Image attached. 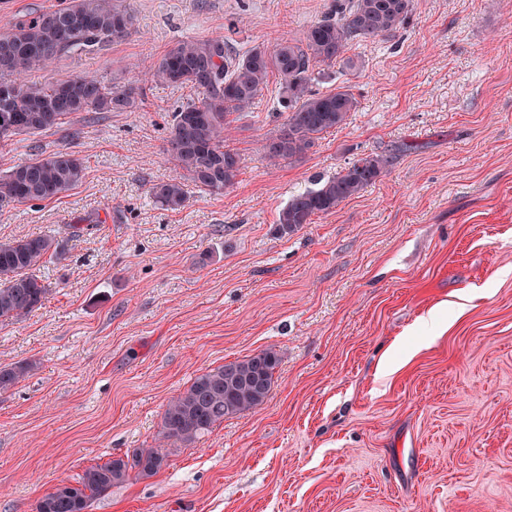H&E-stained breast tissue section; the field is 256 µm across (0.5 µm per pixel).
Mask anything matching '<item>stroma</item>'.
<instances>
[{"label": "stroma", "mask_w": 512, "mask_h": 512, "mask_svg": "<svg viewBox=\"0 0 512 512\" xmlns=\"http://www.w3.org/2000/svg\"><path fill=\"white\" fill-rule=\"evenodd\" d=\"M119 3L125 39L30 79L141 86L144 106L0 143V172L60 149L85 167L61 198L0 210V241L65 244L39 270L44 305L0 322V366L37 365L0 393V512L159 445L171 397L267 348L280 366L263 405L88 512H512V0H413L398 36L351 47L357 69L326 68L321 91L351 87L357 111L276 166L270 73L231 117L233 189L176 211L148 189L183 179L167 121L198 93L150 81L151 62L231 24L242 51L300 40L332 0ZM369 153L390 158L374 184L278 234L292 196Z\"/></svg>", "instance_id": "stroma-1"}]
</instances>
